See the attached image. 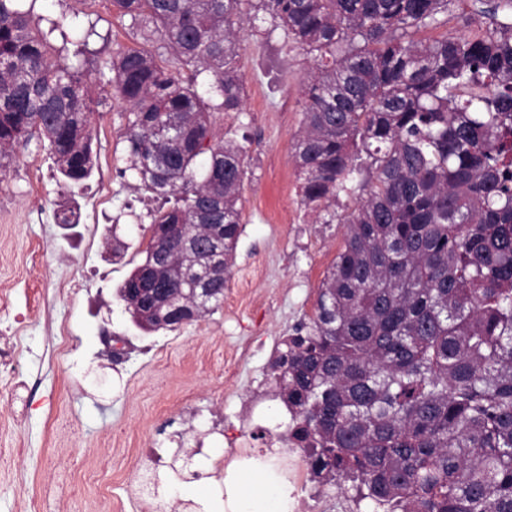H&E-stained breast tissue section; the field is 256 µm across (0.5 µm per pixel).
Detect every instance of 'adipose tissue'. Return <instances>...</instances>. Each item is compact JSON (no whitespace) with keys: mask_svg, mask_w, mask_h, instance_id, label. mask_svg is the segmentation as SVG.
I'll list each match as a JSON object with an SVG mask.
<instances>
[{"mask_svg":"<svg viewBox=\"0 0 512 512\" xmlns=\"http://www.w3.org/2000/svg\"><path fill=\"white\" fill-rule=\"evenodd\" d=\"M201 512H291L287 481L273 465L233 461L224 470V491L200 497Z\"/></svg>","mask_w":512,"mask_h":512,"instance_id":"obj_1","label":"adipose tissue"}]
</instances>
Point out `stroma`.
<instances>
[{
	"instance_id": "stroma-1",
	"label": "stroma",
	"mask_w": 512,
	"mask_h": 512,
	"mask_svg": "<svg viewBox=\"0 0 512 512\" xmlns=\"http://www.w3.org/2000/svg\"><path fill=\"white\" fill-rule=\"evenodd\" d=\"M35 12L66 28L77 19L95 23L88 68L97 92L112 88L117 48L144 44L111 0H38ZM267 28L260 18L245 21L237 58L243 109L212 117L218 136L249 141L242 233L214 312L175 331L146 332L119 297L145 258L159 205L125 169L121 100L110 98L93 115L96 163L83 184H64L35 141L0 172V328L17 314L30 317L21 393L0 370V448L21 451L14 465L0 467V512H28L36 493L47 512H156L173 488L215 485L192 452L203 446L222 460L228 426L255 436L241 406L256 397L265 400L262 425L279 430L272 453L287 459L291 417L271 396V363L282 338L313 316L317 289L343 246L339 219L357 199L337 196L333 224L317 222L302 203L292 141L304 118L300 84L315 61ZM98 187L108 192L111 223H59V199L80 200ZM61 324L70 332L63 350L52 332ZM105 336L125 342L121 362L108 360ZM241 340L251 348L238 356ZM151 473L159 477L154 498L139 491Z\"/></svg>"
}]
</instances>
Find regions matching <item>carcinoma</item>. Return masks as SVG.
<instances>
[{
  "instance_id": "1",
  "label": "carcinoma",
  "mask_w": 512,
  "mask_h": 512,
  "mask_svg": "<svg viewBox=\"0 0 512 512\" xmlns=\"http://www.w3.org/2000/svg\"><path fill=\"white\" fill-rule=\"evenodd\" d=\"M0 0V171L48 143L65 183L94 169L80 56L32 26L37 0ZM457 0H112L158 50L120 49L127 170L188 224L224 241L221 269L153 237L119 289L135 324L174 331L224 300L241 235L245 147L214 134L239 112L238 32L250 10L307 53L293 137L301 201L326 211L362 192L315 312L276 349L274 396L312 472L383 512H512V0H477L486 29L416 40ZM211 295L198 308L190 289Z\"/></svg>"
}]
</instances>
